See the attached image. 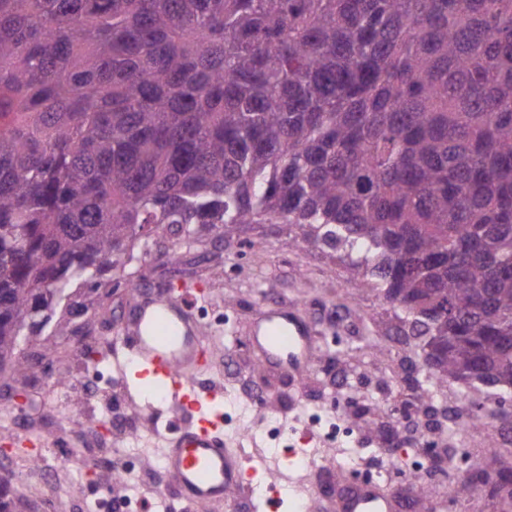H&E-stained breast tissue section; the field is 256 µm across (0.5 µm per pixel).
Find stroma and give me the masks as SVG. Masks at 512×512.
<instances>
[{"label": "stroma", "mask_w": 512, "mask_h": 512, "mask_svg": "<svg viewBox=\"0 0 512 512\" xmlns=\"http://www.w3.org/2000/svg\"><path fill=\"white\" fill-rule=\"evenodd\" d=\"M176 261H168L169 253ZM133 285L107 272L96 281L73 286L42 335L23 337L21 356L38 363L33 376H14L12 358L0 363V476L10 481L14 498L31 512H85L87 501L110 495L111 459L101 451L118 438L137 437L148 454L143 461L150 489L161 491L170 512H211L188 506L174 496L170 477L156 469L158 445L168 421L183 424L147 387L122 386L120 379L95 394L86 386L94 360H112L119 335L137 292H163L181 284L202 288L193 311L202 336L212 339L211 363L197 378L201 390L220 386L214 406L224 416V436L239 441L238 421L252 420L258 430H273L278 448L267 463L258 445L246 444L257 474L251 501L237 512H316L314 498H301L289 477L299 455L336 443L357 453L356 463L370 478L392 488L418 484L409 512H425L447 486L430 473V447H444L447 429L434 427L420 403L418 381L427 374L403 364L405 337L394 335L395 310L369 277H351L335 249L303 241L292 224H254L241 231L223 225L200 228L189 239L164 231L148 246H135ZM294 305L316 331L317 345L303 384L253 355L247 333L259 305ZM377 339L375 352L356 350ZM71 385L69 398L57 394L59 381ZM110 412L112 427L97 424ZM53 437L74 449L86 466L81 487L68 478L53 485L26 480L27 461L17 455L21 440ZM495 426L460 442L453 466L463 473L477 454L490 452L491 472L512 470V455L496 454Z\"/></svg>", "instance_id": "stroma-1"}]
</instances>
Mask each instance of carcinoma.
<instances>
[{
  "mask_svg": "<svg viewBox=\"0 0 512 512\" xmlns=\"http://www.w3.org/2000/svg\"><path fill=\"white\" fill-rule=\"evenodd\" d=\"M206 224L299 227L440 383L512 387V0H0V361Z\"/></svg>",
  "mask_w": 512,
  "mask_h": 512,
  "instance_id": "1",
  "label": "carcinoma"
}]
</instances>
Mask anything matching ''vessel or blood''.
I'll return each mask as SVG.
<instances>
[{
  "mask_svg": "<svg viewBox=\"0 0 512 512\" xmlns=\"http://www.w3.org/2000/svg\"><path fill=\"white\" fill-rule=\"evenodd\" d=\"M249 341L265 362L303 380L315 346L313 332L297 311L259 308ZM114 345L120 358L116 371L126 375L135 365L136 378H151L173 412L192 410L191 423L167 430L161 457L181 500L193 505L225 506L234 512L235 494L250 493L247 459L224 439V417L210 412L222 389L201 393L196 384L209 348L184 295L164 294L137 299ZM398 490L365 482L336 493H321L319 512H395Z\"/></svg>",
  "mask_w": 512,
  "mask_h": 512,
  "instance_id": "1",
  "label": "vessel or blood"
}]
</instances>
